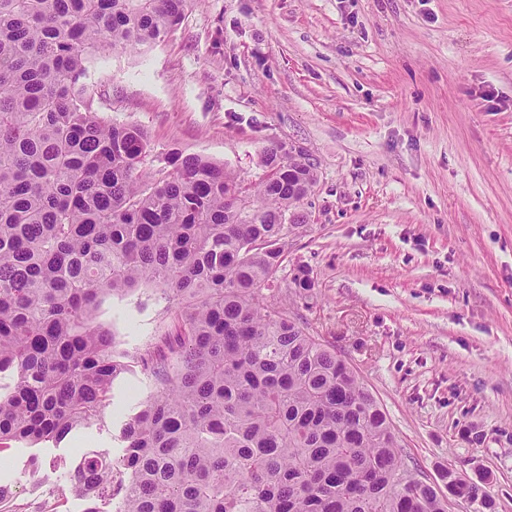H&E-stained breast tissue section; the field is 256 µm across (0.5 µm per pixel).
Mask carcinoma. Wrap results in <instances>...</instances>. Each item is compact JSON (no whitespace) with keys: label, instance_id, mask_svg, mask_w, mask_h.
Returning <instances> with one entry per match:
<instances>
[{"label":"carcinoma","instance_id":"1","mask_svg":"<svg viewBox=\"0 0 512 512\" xmlns=\"http://www.w3.org/2000/svg\"><path fill=\"white\" fill-rule=\"evenodd\" d=\"M193 2L0 0V375L14 377L0 451L92 426L138 367L155 388L124 454H82L57 490L84 512H448L435 486L406 481L351 366L264 302L314 164L275 143L256 185L201 155L152 169L148 132L98 115L96 63L153 47ZM142 286L166 321L119 351L96 311ZM440 479L479 499L456 470Z\"/></svg>","mask_w":512,"mask_h":512}]
</instances>
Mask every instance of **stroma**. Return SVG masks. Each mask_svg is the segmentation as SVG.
Segmentation results:
<instances>
[{
    "label": "stroma",
    "instance_id": "35a3bbf8",
    "mask_svg": "<svg viewBox=\"0 0 512 512\" xmlns=\"http://www.w3.org/2000/svg\"><path fill=\"white\" fill-rule=\"evenodd\" d=\"M87 82L158 158L204 155L249 185L270 143L308 154L307 220L265 297L354 368L411 475L455 469L512 512V0H196ZM299 266L311 291L291 284ZM97 319L132 352L163 306L142 289ZM152 390L127 373L100 426L1 451L17 512H83L55 502L65 464L119 458Z\"/></svg>",
    "mask_w": 512,
    "mask_h": 512
}]
</instances>
